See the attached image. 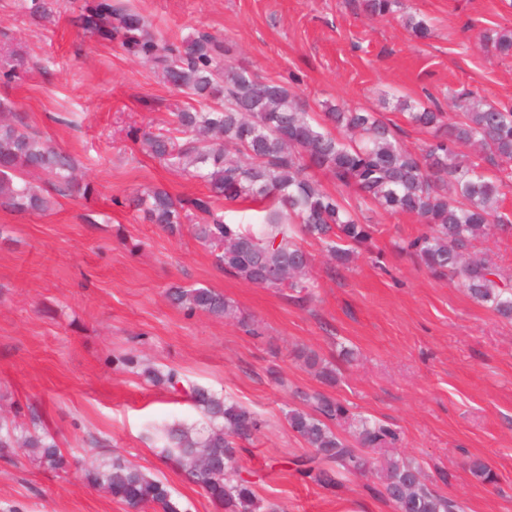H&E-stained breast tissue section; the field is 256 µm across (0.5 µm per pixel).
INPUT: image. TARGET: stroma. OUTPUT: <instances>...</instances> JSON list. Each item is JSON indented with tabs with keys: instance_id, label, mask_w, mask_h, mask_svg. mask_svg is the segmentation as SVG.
Returning <instances> with one entry per match:
<instances>
[{
	"instance_id": "stroma-1",
	"label": "stroma",
	"mask_w": 512,
	"mask_h": 512,
	"mask_svg": "<svg viewBox=\"0 0 512 512\" xmlns=\"http://www.w3.org/2000/svg\"><path fill=\"white\" fill-rule=\"evenodd\" d=\"M405 2L427 21L429 38L413 36L399 17L368 16L360 0H130L155 33L208 31L223 38L232 63L285 84L311 115L327 103L377 112L416 152L429 135L401 102L433 99L450 112L454 92L465 88L512 107V57L482 41L512 31V0ZM10 47L26 64L0 96L76 158L94 193L56 197L43 214L0 208L9 230L0 240V414L24 421L37 411L72 462L56 473L1 456L0 512H130L82 480V468L102 453L161 479L182 512H218L161 458L153 436L165 424L198 422L194 386L259 418L237 459L277 512H395L376 471L331 492L286 467L307 451L286 413L320 390L395 429L388 455L418 462L429 488L466 512H512V322L401 252L422 228L416 216L358 202L321 175L360 223L377 226L370 249L342 268L320 242L304 240L307 299L245 283L214 265L191 225L171 235L120 204L148 186L177 198L205 194L141 143L187 98L117 43L85 37L65 11L36 25L16 0H0V57ZM63 112L72 125L57 123ZM174 285L214 289L249 326L187 314L167 298ZM301 349L335 365V386L322 387L297 358ZM129 353L178 371V390L116 368L115 358ZM473 459L493 468L495 483L472 476Z\"/></svg>"
}]
</instances>
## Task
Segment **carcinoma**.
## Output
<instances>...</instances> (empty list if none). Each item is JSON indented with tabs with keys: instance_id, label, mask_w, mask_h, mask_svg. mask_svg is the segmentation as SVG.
<instances>
[{
	"instance_id": "1",
	"label": "carcinoma",
	"mask_w": 512,
	"mask_h": 512,
	"mask_svg": "<svg viewBox=\"0 0 512 512\" xmlns=\"http://www.w3.org/2000/svg\"><path fill=\"white\" fill-rule=\"evenodd\" d=\"M75 21L97 41H116L131 56L151 65L160 80L183 93L189 103L172 114L169 127L144 134L152 157L187 179L204 183L203 197H172L155 187L134 193L128 203L173 235L182 224L194 223V235L214 257L216 266L262 288H288L298 293L311 287L310 255L301 237L326 245L330 259L348 265L355 249H370L374 230L326 191L316 174H330L336 185L350 188L363 203L390 213L423 220L426 230L402 250L434 274L446 275L476 302L497 316L512 320V280L488 258H467L473 242L496 231L512 230L501 212L507 179L512 178V109L485 103L474 92L456 98L452 117L418 106L408 120L431 135L420 152L403 148L394 132L375 112L324 105V122L309 116L282 83L226 59L224 41L208 32L181 40L157 36L149 21L118 0H70ZM65 0H22L33 21L62 10ZM370 16L402 12L401 0H362ZM404 25L426 39L431 29L415 13L402 12ZM501 56L512 55V33L483 35ZM24 65L12 51L0 65V83L10 84ZM0 207L42 213L50 197L27 180L32 172L50 177L60 196L88 198L94 188L76 178L74 158L30 129L15 115L14 103L0 98ZM342 132L337 136L327 129ZM249 202L260 207L261 222L251 228L224 221L223 206ZM170 301L193 313L237 317V307L211 288H169ZM299 357L319 367L321 382L336 383V369L319 365L318 356L303 350ZM155 385L177 390L174 370L146 369ZM190 399L201 422L164 425L156 437L164 458L180 466L224 512H261L253 482L237 464L236 448L259 429V419L245 406L193 387ZM312 410L291 408V430L311 448L293 461L295 472L318 486L334 490L350 474L369 467L367 449L396 440V431L351 413L340 401L316 393ZM24 427L0 417V456L16 449L38 464L64 471L68 461L36 413ZM471 474L483 483L494 481L483 461L471 463ZM381 495L404 512H464L456 499L444 497L424 482L412 462L387 459ZM84 482L112 498L148 512H181L170 488L119 456L102 459L83 471Z\"/></svg>"
}]
</instances>
